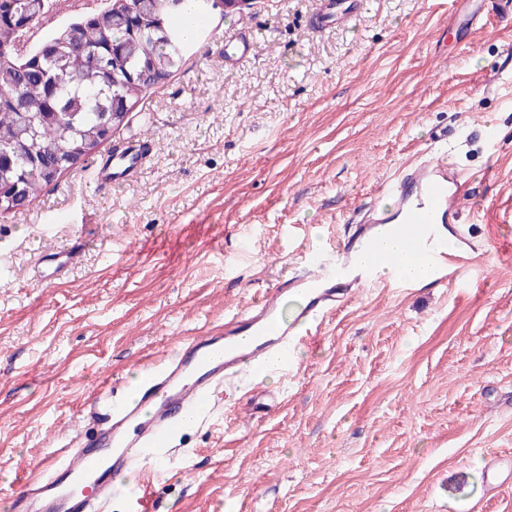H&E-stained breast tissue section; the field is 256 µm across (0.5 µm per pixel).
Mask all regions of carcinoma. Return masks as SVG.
<instances>
[{
  "instance_id": "cac0c4a2",
  "label": "carcinoma",
  "mask_w": 512,
  "mask_h": 512,
  "mask_svg": "<svg viewBox=\"0 0 512 512\" xmlns=\"http://www.w3.org/2000/svg\"><path fill=\"white\" fill-rule=\"evenodd\" d=\"M0 0V210L33 202L124 127L184 58L187 5L198 28L209 0H92L59 15L44 0L28 27Z\"/></svg>"
}]
</instances>
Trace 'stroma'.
I'll list each match as a JSON object with an SVG mask.
<instances>
[{"instance_id":"stroma-1","label":"stroma","mask_w":512,"mask_h":512,"mask_svg":"<svg viewBox=\"0 0 512 512\" xmlns=\"http://www.w3.org/2000/svg\"><path fill=\"white\" fill-rule=\"evenodd\" d=\"M257 0L207 33L93 157L0 214V512L80 427L106 375L246 314L335 247L378 182L444 146L470 179L458 223L512 238V27L481 0ZM252 32L228 68L224 39ZM145 165L100 185L113 148ZM85 243L52 282L46 246ZM445 288H362L251 375L160 463L156 512H512V259ZM282 405L259 423L256 403Z\"/></svg>"}]
</instances>
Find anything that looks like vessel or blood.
Listing matches in <instances>:
<instances>
[{"label":"vessel or blood","mask_w":512,"mask_h":512,"mask_svg":"<svg viewBox=\"0 0 512 512\" xmlns=\"http://www.w3.org/2000/svg\"><path fill=\"white\" fill-rule=\"evenodd\" d=\"M253 46L247 34L228 39L225 66L249 57ZM465 182L443 151L406 164L382 186L387 207H364L350 238L331 252H309L304 269L261 294L248 314L228 318L220 332L183 340L162 362L146 365L135 387L123 390L119 379L106 378L89 399L80 433L15 492L12 512H105L118 477L134 469L141 478L127 495L129 512H155L150 461L171 454V436L184 428L187 413L206 424L220 406L225 383L241 370L262 372L273 354L279 372L292 375L302 330L321 326L325 314L358 288L412 289L402 274L405 264L428 269L441 287L474 267L479 250L467 246L469 230L448 224ZM386 225L398 230L401 252L381 249L377 230ZM82 252L79 240L45 251L42 278L70 269ZM291 295L301 299L292 316L284 304Z\"/></svg>","instance_id":"b4317fda"}]
</instances>
